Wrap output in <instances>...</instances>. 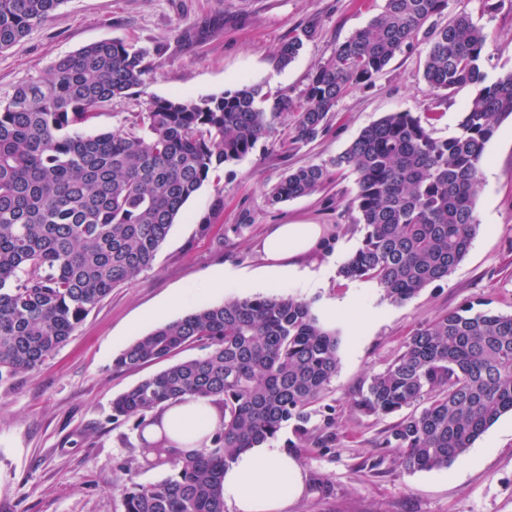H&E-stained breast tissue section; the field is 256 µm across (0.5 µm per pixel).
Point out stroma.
Returning a JSON list of instances; mask_svg holds the SVG:
<instances>
[{
    "label": "stroma",
    "mask_w": 512,
    "mask_h": 512,
    "mask_svg": "<svg viewBox=\"0 0 512 512\" xmlns=\"http://www.w3.org/2000/svg\"><path fill=\"white\" fill-rule=\"evenodd\" d=\"M384 0H65L60 18L0 52V103L14 88L44 75L59 57L114 39L146 54L143 94L115 100L95 129H117L150 99L219 95L245 80L298 97L315 66L336 44L380 13ZM449 13H468L491 35L483 57L488 80L512 72V0H449ZM315 32L288 67H278L281 42L307 26ZM424 45L404 49L367 88L355 87L336 105L330 131L291 144L293 118L276 121L275 138L259 140L241 160L225 164L187 202L153 266L113 288L73 336L39 369L0 387V512H124L114 482L122 466L143 483L167 468L140 467L143 449L133 421L114 417L112 400L159 365L113 370V359L158 326L153 318L187 314L173 299L217 270L230 276L211 306L243 295H297L317 314L352 298L353 311L326 315L339 339L340 366L309 423L331 433L330 448L297 449L307 490L289 512H512V415L493 424L442 470L408 471L384 439L397 415L357 411L353 401L370 378L402 352L413 331L466 305L512 313V117L487 143L476 200L479 228L465 259L415 297L394 304L375 283L339 276L361 244L356 212L347 208L355 176L338 170L322 191L272 206L269 191L289 169L332 165L360 131L390 112L435 113L438 136L457 130L469 87L434 97L423 79ZM279 224L321 225L326 251L307 265L328 267L324 287L300 280L261 283L259 242Z\"/></svg>",
    "instance_id": "stroma-1"
}]
</instances>
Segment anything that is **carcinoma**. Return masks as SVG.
Returning <instances> with one entry per match:
<instances>
[{"instance_id": "carcinoma-1", "label": "carcinoma", "mask_w": 512, "mask_h": 512, "mask_svg": "<svg viewBox=\"0 0 512 512\" xmlns=\"http://www.w3.org/2000/svg\"><path fill=\"white\" fill-rule=\"evenodd\" d=\"M65 0H0V52L61 16ZM448 0H385L368 25L338 44L299 99L244 82L219 96L153 98L117 130L88 127L117 99L145 85V53L101 40L65 55L14 88L0 105V385L39 368L119 284L152 267L187 201L224 164L275 133L296 113L292 143L325 134L351 87L368 86L404 48L426 45L423 77L435 96L475 87L457 131L436 135L430 118L391 112L336 157L355 174L348 207L361 246L341 264L349 280L374 281L401 304L448 276L478 227L485 148L512 115V73L486 82L490 35L464 13L441 25ZM312 31L283 41L281 67ZM332 181L323 165L288 171L268 202L310 195ZM168 365L112 400L115 417L153 424L141 469L173 474L120 486L124 512H224V468L235 455L292 425V448L330 437L308 428L312 407L336 375V332L312 302L291 295L237 297L156 326L113 359L117 371ZM205 399L218 423L201 451L168 436L166 407ZM404 416L386 439L408 471L446 469L502 415L512 412V314L458 309L417 328L404 350L354 400L367 415Z\"/></svg>"}]
</instances>
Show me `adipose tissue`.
Returning <instances> with one entry per match:
<instances>
[{
  "label": "adipose tissue",
  "instance_id": "1",
  "mask_svg": "<svg viewBox=\"0 0 512 512\" xmlns=\"http://www.w3.org/2000/svg\"><path fill=\"white\" fill-rule=\"evenodd\" d=\"M322 246L320 225H277L261 243L266 279L278 283L306 278L320 287L322 274L301 266L300 260ZM216 423L210 404L190 397L169 405L164 414L172 439L186 450L201 447ZM305 490L300 462L272 439L240 452L224 470L223 495L230 512H288Z\"/></svg>",
  "mask_w": 512,
  "mask_h": 512
}]
</instances>
